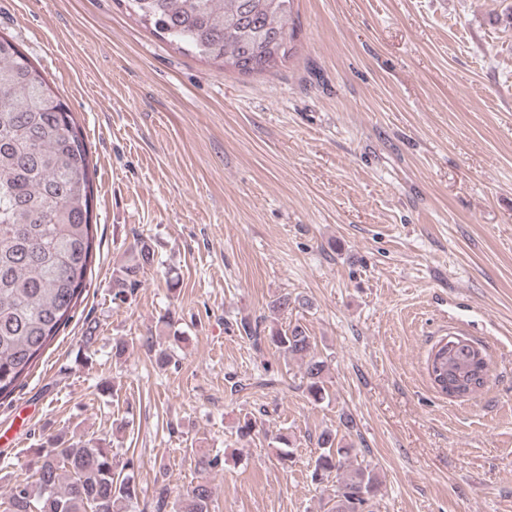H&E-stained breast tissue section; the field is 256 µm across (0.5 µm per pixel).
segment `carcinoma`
I'll list each match as a JSON object with an SVG mask.
<instances>
[{
    "mask_svg": "<svg viewBox=\"0 0 512 512\" xmlns=\"http://www.w3.org/2000/svg\"><path fill=\"white\" fill-rule=\"evenodd\" d=\"M153 33L206 62L249 75L277 67L292 54L290 23L294 0H118ZM94 198L90 156L73 113L43 73L11 40L0 36V398L13 393L48 343L73 318L87 287L93 237ZM155 251L138 240L125 263L112 271V304L132 301ZM239 329L255 346L267 344L303 366L307 396L329 398L326 360L316 342L296 324L263 335L248 318ZM433 386L446 396L471 395L489 378L487 359L470 340L438 343L427 361ZM338 430L318 435L319 454L311 480L336 475L325 512H372L381 480L371 464L351 461L352 449ZM31 478L13 484L3 512H126L138 495L129 470L111 441L74 440L65 433L27 449ZM204 474L168 502L157 496L158 512H211L213 488L207 474L221 470L218 454H193Z\"/></svg>",
    "mask_w": 512,
    "mask_h": 512,
    "instance_id": "1",
    "label": "carcinoma"
}]
</instances>
